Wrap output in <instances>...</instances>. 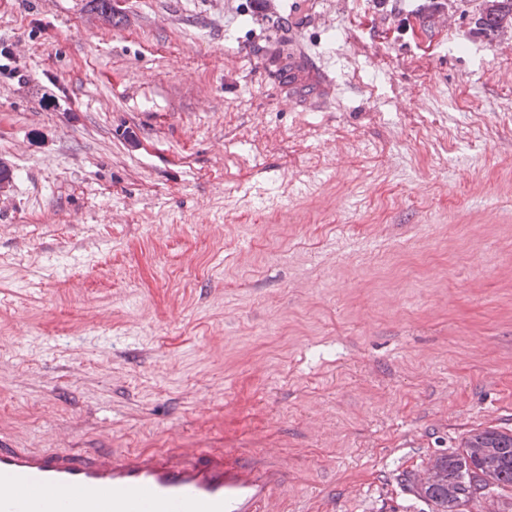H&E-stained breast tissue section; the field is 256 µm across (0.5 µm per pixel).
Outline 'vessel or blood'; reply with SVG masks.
Returning a JSON list of instances; mask_svg holds the SVG:
<instances>
[{
	"mask_svg": "<svg viewBox=\"0 0 512 512\" xmlns=\"http://www.w3.org/2000/svg\"><path fill=\"white\" fill-rule=\"evenodd\" d=\"M284 463L243 448H20L0 440V512H276Z\"/></svg>",
	"mask_w": 512,
	"mask_h": 512,
	"instance_id": "1",
	"label": "vessel or blood"
}]
</instances>
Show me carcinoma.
<instances>
[{
	"mask_svg": "<svg viewBox=\"0 0 512 512\" xmlns=\"http://www.w3.org/2000/svg\"><path fill=\"white\" fill-rule=\"evenodd\" d=\"M512 22V0H496L478 19L481 32L492 39ZM405 482L431 512H512V432L475 429L463 446L437 456L423 476L408 474Z\"/></svg>",
	"mask_w": 512,
	"mask_h": 512,
	"instance_id": "cac0c4a2",
	"label": "carcinoma"
}]
</instances>
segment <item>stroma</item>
Here are the masks:
<instances>
[{"instance_id": "35a3bbf8", "label": "stroma", "mask_w": 512, "mask_h": 512, "mask_svg": "<svg viewBox=\"0 0 512 512\" xmlns=\"http://www.w3.org/2000/svg\"><path fill=\"white\" fill-rule=\"evenodd\" d=\"M439 3L0 0V435L424 512L512 430V40Z\"/></svg>"}]
</instances>
